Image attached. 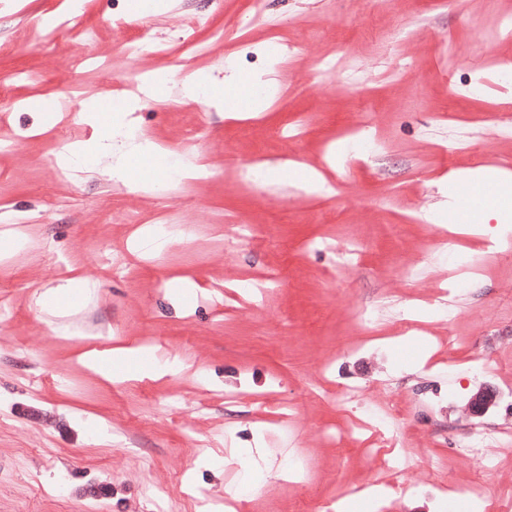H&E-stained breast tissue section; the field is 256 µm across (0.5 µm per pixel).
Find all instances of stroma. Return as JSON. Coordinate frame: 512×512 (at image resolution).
<instances>
[{"mask_svg": "<svg viewBox=\"0 0 512 512\" xmlns=\"http://www.w3.org/2000/svg\"><path fill=\"white\" fill-rule=\"evenodd\" d=\"M59 2L0 0V84L11 95L0 101V133L16 140L0 153V204L33 220L24 230L28 247L0 260V304L12 311L0 322V512H157L151 485L169 489L172 512H181L185 492L223 512H299L315 496L367 512L340 498L381 475L365 447L344 455L332 445L351 415L330 393L347 381L365 387L366 403L390 396L406 407L408 442L423 458L409 480L427 485L425 462L433 459L446 461L449 484L468 482L475 462L449 458L448 448L480 421L471 400L503 385L473 377L462 362H512V123L489 119L512 104V89L483 94L493 68L482 63L474 33L512 15V0H448L444 8L433 0H267L268 27L252 23L248 0H175L148 16L134 0H84L51 50H29L20 31ZM116 14L126 36L145 25L172 48L192 15H207L194 71L220 72L230 54L241 75L269 71L275 79L259 109L243 95L212 106L174 92L133 113V129L159 151L196 136L199 159L217 173L177 178L184 201L176 209L195 232L151 265L140 231L105 217L114 207L155 215L154 192L113 180L103 165L59 178L53 125L30 105L74 85L106 107L120 103L109 78L74 65L90 51L124 68ZM216 31L224 40H213ZM402 31L409 40L386 42ZM451 40L460 49L453 60ZM342 50L363 94L319 93L327 80L321 62ZM419 86L425 99L413 109ZM369 119L381 152L371 160L346 155L344 131ZM297 121L300 136L279 139ZM257 158L270 182L251 188L235 171ZM474 192L500 198L501 211L469 209ZM51 198L64 207L46 210ZM229 216L258 225L260 243L225 242ZM442 228L454 252L488 258L465 288L448 282L451 262L433 245ZM352 238L368 250L346 265L338 247ZM46 239L53 254L39 248ZM107 246L137 253L139 264L113 276L97 262ZM410 263L420 268L412 288L398 274ZM267 269L283 271L281 287L225 312V286ZM87 278L94 287L79 303L62 296L66 316L41 309L44 291ZM442 291L457 309L454 323L426 318L418 335L398 337L387 317L368 340L355 320L359 306L396 297L414 307ZM449 334L460 340L457 364L439 343ZM138 345L178 360L180 370L151 372L124 353ZM93 350L111 357L117 379L85 365ZM287 416L293 428L282 426ZM259 436L268 467L245 472ZM288 451L308 461L305 479L285 480Z\"/></svg>", "mask_w": 512, "mask_h": 512, "instance_id": "1", "label": "stroma"}]
</instances>
